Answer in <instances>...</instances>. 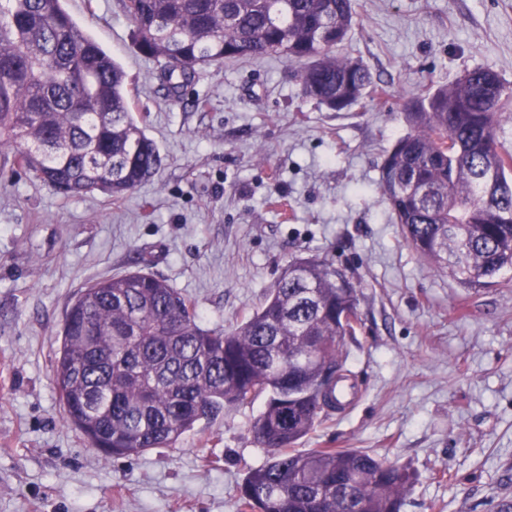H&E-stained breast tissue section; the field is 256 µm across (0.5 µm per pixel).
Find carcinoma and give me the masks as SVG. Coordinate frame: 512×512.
<instances>
[{"label":"carcinoma","mask_w":512,"mask_h":512,"mask_svg":"<svg viewBox=\"0 0 512 512\" xmlns=\"http://www.w3.org/2000/svg\"><path fill=\"white\" fill-rule=\"evenodd\" d=\"M136 48L192 77L226 60L300 64L301 92L333 112L377 93L359 59L335 53L354 0H122ZM408 132L379 186L407 245L433 268L486 286L512 270V156L497 146L512 87L491 69L404 103ZM0 155L67 197L124 198L163 158L134 118L126 74L62 0L0 4ZM357 285L318 257L292 261L232 330L205 329L167 280L96 281L67 308L54 360L66 422L114 457L169 448L227 406L264 399L251 432L270 452L240 487L247 512H401L415 475L355 448L296 445L337 409L346 340L361 329Z\"/></svg>","instance_id":"obj_1"}]
</instances>
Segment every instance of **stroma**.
I'll list each match as a JSON object with an SVG mask.
<instances>
[{
  "label": "stroma",
  "instance_id": "obj_1",
  "mask_svg": "<svg viewBox=\"0 0 512 512\" xmlns=\"http://www.w3.org/2000/svg\"><path fill=\"white\" fill-rule=\"evenodd\" d=\"M127 74L164 165L115 201L65 197L0 161V512H240L265 449L262 401L198 422L173 447L113 458L64 422L53 377L67 307L143 269L232 329L292 260L353 275L359 395L298 448H362L413 471L402 512L512 503V283L464 285L407 244L378 185L409 126L403 101L464 71L512 86V0H355L338 47L387 90L344 112L304 98L284 58L227 61L172 90L139 54L121 0H64Z\"/></svg>",
  "mask_w": 512,
  "mask_h": 512
}]
</instances>
